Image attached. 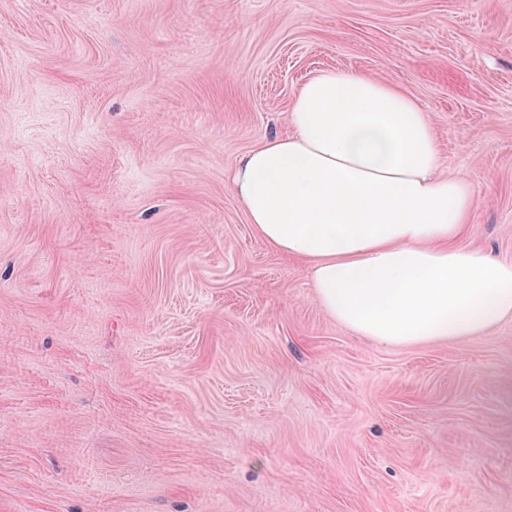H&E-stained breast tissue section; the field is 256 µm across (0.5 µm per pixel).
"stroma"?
I'll return each mask as SVG.
<instances>
[{"label":"stroma","instance_id":"35a3bbf8","mask_svg":"<svg viewBox=\"0 0 512 512\" xmlns=\"http://www.w3.org/2000/svg\"><path fill=\"white\" fill-rule=\"evenodd\" d=\"M324 69L512 263V0H0V512H512V320L358 335L230 187Z\"/></svg>","mask_w":512,"mask_h":512}]
</instances>
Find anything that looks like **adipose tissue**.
<instances>
[{
	"label": "adipose tissue",
	"instance_id": "1",
	"mask_svg": "<svg viewBox=\"0 0 512 512\" xmlns=\"http://www.w3.org/2000/svg\"><path fill=\"white\" fill-rule=\"evenodd\" d=\"M289 123L242 157L231 188L266 245L310 262L327 314L388 345L476 336L512 318V264L462 245L473 188L440 174L412 98L324 70L295 93Z\"/></svg>",
	"mask_w": 512,
	"mask_h": 512
}]
</instances>
